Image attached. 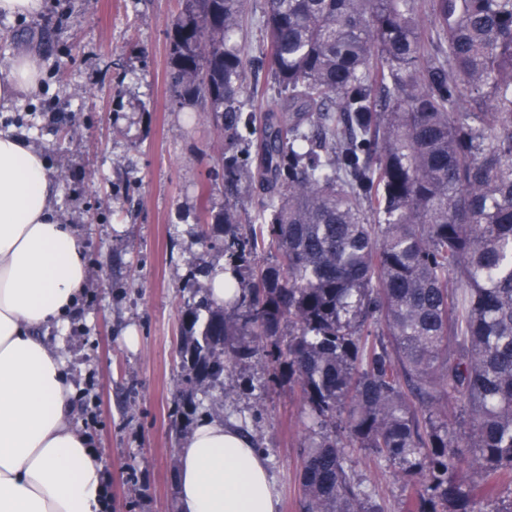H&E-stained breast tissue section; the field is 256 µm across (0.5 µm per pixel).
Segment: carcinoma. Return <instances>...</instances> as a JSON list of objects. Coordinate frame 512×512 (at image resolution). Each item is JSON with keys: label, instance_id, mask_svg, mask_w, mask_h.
<instances>
[{"label": "carcinoma", "instance_id": "obj_1", "mask_svg": "<svg viewBox=\"0 0 512 512\" xmlns=\"http://www.w3.org/2000/svg\"><path fill=\"white\" fill-rule=\"evenodd\" d=\"M246 4L172 21L173 98L224 134V190L264 191L247 232L206 211L239 295L186 308L195 377L261 354L299 385L300 512H384L356 448L419 487L408 512H512V0H267L260 122ZM245 95L259 115L274 106L277 93L264 73H260L256 80L252 70L248 68Z\"/></svg>", "mask_w": 512, "mask_h": 512}]
</instances>
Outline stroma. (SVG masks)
Returning a JSON list of instances; mask_svg holds the SVG:
<instances>
[{
  "mask_svg": "<svg viewBox=\"0 0 512 512\" xmlns=\"http://www.w3.org/2000/svg\"><path fill=\"white\" fill-rule=\"evenodd\" d=\"M180 0H45L41 16H0V64L33 48L41 92L0 111V127L44 150L60 180L56 208L77 230L89 278L77 313L51 328L78 390L75 426L101 452L106 512H176L177 450L202 417L234 421L299 512L306 408L297 385L252 361L199 381L182 353V316L222 266L205 209L224 184L211 113L178 107L168 78ZM135 331L136 347L124 338ZM387 512L411 487L372 455L353 454Z\"/></svg>",
  "mask_w": 512,
  "mask_h": 512,
  "instance_id": "35a3bbf8",
  "label": "stroma"
}]
</instances>
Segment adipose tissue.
<instances>
[{
	"instance_id": "adipose-tissue-1",
	"label": "adipose tissue",
	"mask_w": 512,
	"mask_h": 512,
	"mask_svg": "<svg viewBox=\"0 0 512 512\" xmlns=\"http://www.w3.org/2000/svg\"><path fill=\"white\" fill-rule=\"evenodd\" d=\"M40 58L0 65V107L35 96ZM42 151L0 129V512H105L104 463L72 420V381L44 329L77 308L82 241L55 207ZM178 512H279L263 455L234 422L203 421L177 451Z\"/></svg>"
}]
</instances>
